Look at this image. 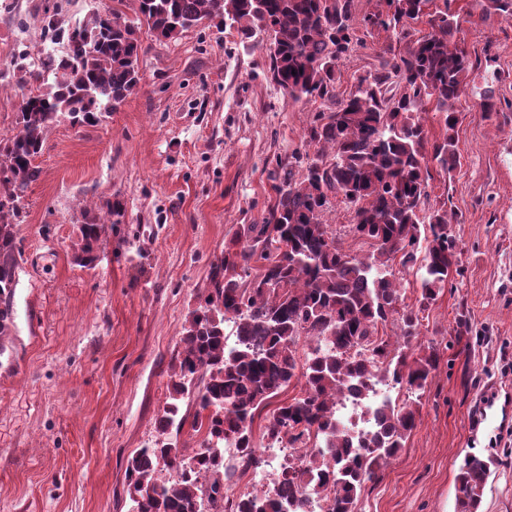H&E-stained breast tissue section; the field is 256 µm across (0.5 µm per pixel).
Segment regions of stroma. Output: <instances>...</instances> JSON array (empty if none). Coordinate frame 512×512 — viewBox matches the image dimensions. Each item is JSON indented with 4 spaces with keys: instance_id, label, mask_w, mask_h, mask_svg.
I'll return each instance as SVG.
<instances>
[{
    "instance_id": "obj_1",
    "label": "stroma",
    "mask_w": 512,
    "mask_h": 512,
    "mask_svg": "<svg viewBox=\"0 0 512 512\" xmlns=\"http://www.w3.org/2000/svg\"><path fill=\"white\" fill-rule=\"evenodd\" d=\"M462 38L475 77L496 74V111L460 98L461 165L434 171L428 201L456 213L461 251L419 339L438 368L416 429L367 481L360 512H456L468 454L490 461L479 512H512V20L483 16ZM43 0H0V59L40 42ZM23 14L16 27L15 14ZM336 69L350 91L383 42ZM139 89L103 122L49 132L17 237L16 330L0 362V512H127L126 465L156 435L168 367L211 265L243 224L264 223L281 166L321 101L295 103L236 30L201 23L143 36ZM125 206L95 266L72 258L83 208Z\"/></svg>"
}]
</instances>
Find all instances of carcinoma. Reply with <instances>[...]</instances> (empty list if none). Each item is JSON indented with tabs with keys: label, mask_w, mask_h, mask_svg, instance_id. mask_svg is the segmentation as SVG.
I'll use <instances>...</instances> for the list:
<instances>
[{
	"label": "carcinoma",
	"mask_w": 512,
	"mask_h": 512,
	"mask_svg": "<svg viewBox=\"0 0 512 512\" xmlns=\"http://www.w3.org/2000/svg\"><path fill=\"white\" fill-rule=\"evenodd\" d=\"M67 2L53 0L40 18L46 42L62 53L34 59L16 51L8 65L18 82L36 86L23 96L15 128L0 137V357L15 327L16 225L40 177L47 133L63 118L98 124L138 90L141 26L159 42L204 21L234 28L247 48L265 51L271 81L291 101L318 98L326 110L303 135L314 156L292 155L265 223L241 225L211 265L172 357L155 440L127 462L128 512H226L232 504L238 512H305L311 496L326 500L329 512H358L365 482L397 457L419 409L383 399L371 408L374 429L354 446L336 407L342 397H365L375 383L420 395L433 378L439 354L418 346L420 313L448 287L458 252L448 206L424 208L430 163L448 175L461 164L456 103L467 88L479 95L484 117L495 111V76L475 85L459 37L467 19L455 0H374L361 17L356 0H134V22L104 6L64 23ZM483 7L487 16L512 18V0H483ZM424 16L430 32L416 38L413 24ZM361 26L384 33L379 64L344 95L336 65L359 42ZM429 108L444 125L439 140L423 122ZM338 195L353 208L348 235L368 247L362 256L325 219ZM123 217L118 200L105 217L82 211L75 261L94 265ZM396 264L417 268L420 297L412 307ZM395 318L401 334H381ZM295 382L300 394L281 398ZM271 404L263 436L288 438L302 462L280 471L279 495L247 492L234 504L233 486L260 467L253 425ZM187 423L200 436L197 450L181 442ZM313 434L328 452L307 451ZM227 438L239 450L236 467L224 464ZM168 469L177 477L162 478ZM488 477L487 460L464 458L457 512H478Z\"/></svg>",
	"instance_id": "carcinoma-1"
}]
</instances>
